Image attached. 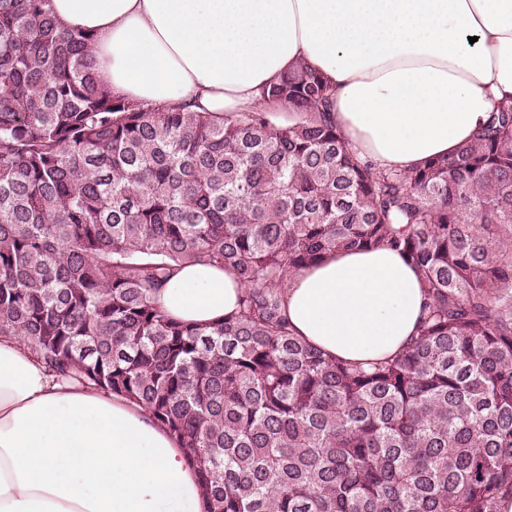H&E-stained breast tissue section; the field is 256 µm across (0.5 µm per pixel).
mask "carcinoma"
<instances>
[{"instance_id":"obj_1","label":"carcinoma","mask_w":512,"mask_h":512,"mask_svg":"<svg viewBox=\"0 0 512 512\" xmlns=\"http://www.w3.org/2000/svg\"><path fill=\"white\" fill-rule=\"evenodd\" d=\"M50 0H0V336L52 372L147 407L207 512H498L512 492V96L408 170L348 147L304 65L293 115L145 106L94 73ZM390 248L427 302L368 367L293 334L282 288L340 249ZM244 293L208 327L165 317L180 266Z\"/></svg>"}]
</instances>
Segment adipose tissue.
<instances>
[{
	"label": "adipose tissue",
	"instance_id": "obj_1",
	"mask_svg": "<svg viewBox=\"0 0 512 512\" xmlns=\"http://www.w3.org/2000/svg\"><path fill=\"white\" fill-rule=\"evenodd\" d=\"M59 28L95 36L114 95L232 117L298 65L333 88L360 158L408 169L454 153L512 95V0H51ZM226 268L180 267L156 296L199 325L238 308ZM293 333L369 364L405 349L426 302L388 248L336 251L288 277ZM192 466L140 403L49 372L0 336V512H205Z\"/></svg>",
	"mask_w": 512,
	"mask_h": 512
}]
</instances>
